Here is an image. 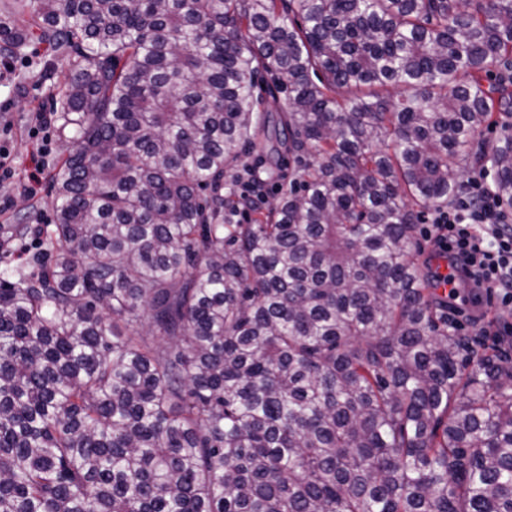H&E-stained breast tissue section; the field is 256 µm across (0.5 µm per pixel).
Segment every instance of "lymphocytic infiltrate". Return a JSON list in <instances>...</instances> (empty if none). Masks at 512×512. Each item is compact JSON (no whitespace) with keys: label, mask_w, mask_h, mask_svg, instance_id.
<instances>
[{"label":"lymphocytic infiltrate","mask_w":512,"mask_h":512,"mask_svg":"<svg viewBox=\"0 0 512 512\" xmlns=\"http://www.w3.org/2000/svg\"><path fill=\"white\" fill-rule=\"evenodd\" d=\"M428 222V237L447 253L453 280L470 288L471 309L489 298L512 315V217L487 170L470 177L453 203L433 211Z\"/></svg>","instance_id":"1"}]
</instances>
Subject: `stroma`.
<instances>
[{"label": "stroma", "mask_w": 512, "mask_h": 512, "mask_svg": "<svg viewBox=\"0 0 512 512\" xmlns=\"http://www.w3.org/2000/svg\"><path fill=\"white\" fill-rule=\"evenodd\" d=\"M70 66L60 52L36 38H29L22 50L0 55V148L12 160L14 176L0 183V197L8 199L0 210V224H47L52 217L53 181L68 142L58 125H51L43 138L31 135L33 112H53L60 105ZM249 162L257 167L260 177H267L268 167L277 176L260 205L268 211L289 183L294 169L290 153H281L276 164H269L263 152L250 148Z\"/></svg>", "instance_id": "stroma-1"}]
</instances>
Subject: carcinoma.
<instances>
[{
	"label": "carcinoma",
	"mask_w": 512,
	"mask_h": 512,
	"mask_svg": "<svg viewBox=\"0 0 512 512\" xmlns=\"http://www.w3.org/2000/svg\"><path fill=\"white\" fill-rule=\"evenodd\" d=\"M75 59L50 224H0V512H512V360L425 210L512 201V0H27ZM296 169L255 224L260 96ZM35 243L24 263L15 247ZM497 332L500 335L496 336H505L503 340L501 341H495L492 338L488 337H482V336H473L472 328L469 327V334L468 336L470 339H473L476 341V344H474V347L479 353H482L484 351L492 353L497 352L499 354H503L507 357L512 358V338L509 339L510 334L512 335V323H503L502 327L497 330Z\"/></svg>",
	"instance_id": "1"
}]
</instances>
